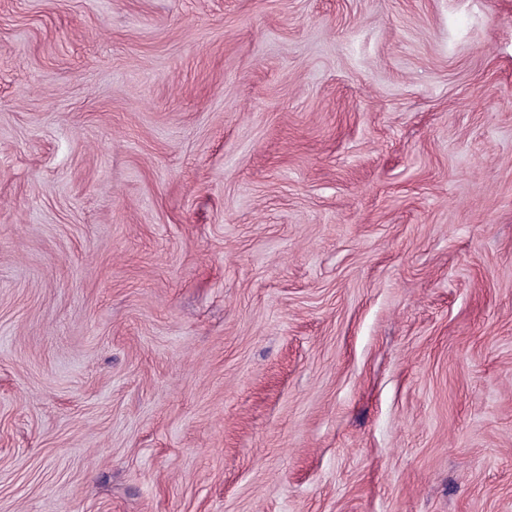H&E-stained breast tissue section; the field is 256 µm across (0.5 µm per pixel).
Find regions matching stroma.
Here are the masks:
<instances>
[{"label":"stroma","instance_id":"stroma-1","mask_svg":"<svg viewBox=\"0 0 512 512\" xmlns=\"http://www.w3.org/2000/svg\"><path fill=\"white\" fill-rule=\"evenodd\" d=\"M0 512H512V0H0Z\"/></svg>","mask_w":512,"mask_h":512}]
</instances>
